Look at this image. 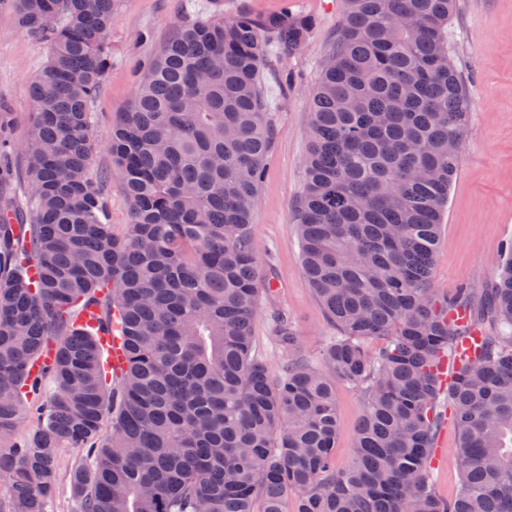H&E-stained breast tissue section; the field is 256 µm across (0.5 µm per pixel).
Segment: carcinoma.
I'll return each mask as SVG.
<instances>
[{
	"label": "carcinoma",
	"instance_id": "cac0c4a2",
	"mask_svg": "<svg viewBox=\"0 0 512 512\" xmlns=\"http://www.w3.org/2000/svg\"><path fill=\"white\" fill-rule=\"evenodd\" d=\"M187 19L145 67L108 148L129 202L123 236L91 170L92 100L112 66L119 0H16L47 45L19 193L0 205V488L44 512L62 448L79 512H512V246L488 287L432 288L433 258L470 116L451 53L456 0H344L311 93L306 183L292 206L304 274L336 336L315 367L288 319V368L254 351L251 218L272 143L269 48L298 53L312 18L286 8ZM121 338L107 373L97 330ZM480 333L478 354L435 370ZM377 342L370 352L366 341ZM51 366L36 368L46 345ZM364 406L336 468V382ZM38 424L20 441L24 400ZM458 433L455 498L429 482L441 406ZM111 421L110 429L105 422Z\"/></svg>",
	"mask_w": 512,
	"mask_h": 512
}]
</instances>
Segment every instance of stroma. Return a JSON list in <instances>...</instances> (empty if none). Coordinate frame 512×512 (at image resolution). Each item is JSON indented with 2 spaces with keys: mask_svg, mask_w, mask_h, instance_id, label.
<instances>
[{
  "mask_svg": "<svg viewBox=\"0 0 512 512\" xmlns=\"http://www.w3.org/2000/svg\"><path fill=\"white\" fill-rule=\"evenodd\" d=\"M287 5L314 18L315 26L298 53L282 62L269 61L263 69L273 144L264 161L253 216L254 255L259 279L266 286L254 316L253 336L256 354L275 377L288 363V352L277 338L278 317L288 318L303 354L314 363L336 334L303 274L292 205L305 187L303 160L311 120L308 100L342 21L343 2L224 0L228 16L240 10L273 14ZM208 15L206 0H120L107 37L112 66L93 104L92 168L107 180L115 235L126 230L129 204L119 189L122 173L113 166L106 147L112 126L134 96L141 63L161 52L185 18ZM450 35L454 62L470 85L472 105L434 257V286L442 295L459 288L486 287L503 245L512 243V0H456ZM46 62L45 45L19 27L11 0H0V113H9L15 142L29 136L35 112L29 87ZM336 406V464L343 468L351 459L362 412L359 391L337 383ZM457 442L452 420H445L436 440L440 457L433 463L430 478L448 499L461 487ZM83 461L81 452L60 449L59 480L47 512H76L69 473Z\"/></svg>",
  "mask_w": 512,
  "mask_h": 512,
  "instance_id": "35a3bbf8",
  "label": "stroma"
}]
</instances>
